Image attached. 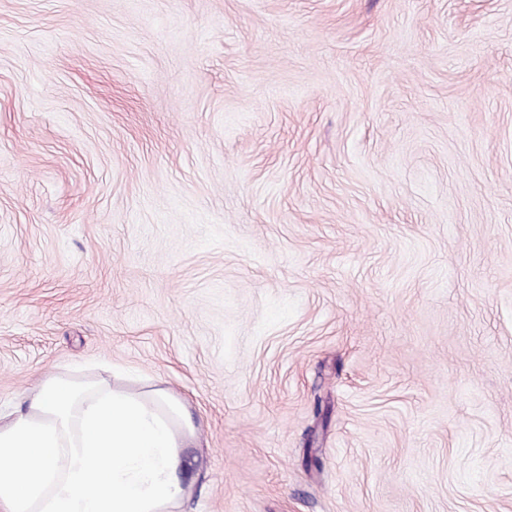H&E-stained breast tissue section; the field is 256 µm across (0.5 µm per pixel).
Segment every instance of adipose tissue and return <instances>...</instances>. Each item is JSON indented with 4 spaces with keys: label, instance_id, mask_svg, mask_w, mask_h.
<instances>
[{
    "label": "adipose tissue",
    "instance_id": "obj_1",
    "mask_svg": "<svg viewBox=\"0 0 512 512\" xmlns=\"http://www.w3.org/2000/svg\"><path fill=\"white\" fill-rule=\"evenodd\" d=\"M195 439L166 387L48 376L0 412V512H171Z\"/></svg>",
    "mask_w": 512,
    "mask_h": 512
}]
</instances>
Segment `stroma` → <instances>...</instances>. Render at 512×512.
<instances>
[{"label": "stroma", "mask_w": 512, "mask_h": 512, "mask_svg": "<svg viewBox=\"0 0 512 512\" xmlns=\"http://www.w3.org/2000/svg\"><path fill=\"white\" fill-rule=\"evenodd\" d=\"M106 366L173 512H512V0H0V410Z\"/></svg>", "instance_id": "35a3bbf8"}]
</instances>
